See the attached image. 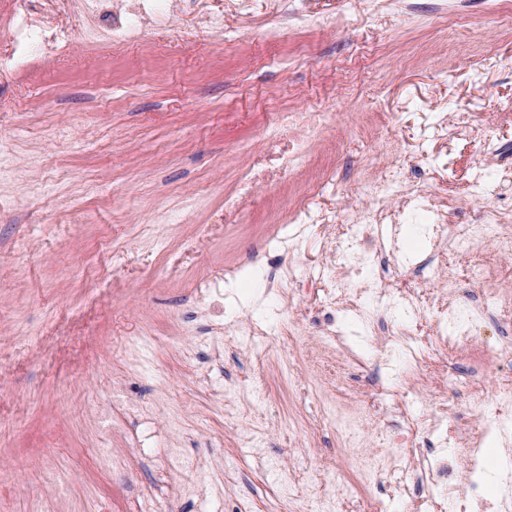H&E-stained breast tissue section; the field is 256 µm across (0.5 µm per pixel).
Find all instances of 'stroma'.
Returning a JSON list of instances; mask_svg holds the SVG:
<instances>
[{"instance_id":"obj_1","label":"stroma","mask_w":512,"mask_h":512,"mask_svg":"<svg viewBox=\"0 0 512 512\" xmlns=\"http://www.w3.org/2000/svg\"><path fill=\"white\" fill-rule=\"evenodd\" d=\"M31 2L70 44L0 70V136L16 146L0 178V512H310L328 496L365 512L381 488L358 465L396 462L401 437L378 387L417 417L446 406L469 422L493 403L512 375L499 316L473 340L488 351L480 394L452 393L459 355L394 347L381 362L315 271L325 217L370 207L371 179L454 199L463 220L512 210L497 175L512 165V25L497 0H465L460 25L438 19L441 0H195L124 43L111 16L79 24L81 0ZM285 8L306 24L269 38ZM285 109L324 116L302 152ZM316 180L328 187L312 198ZM304 203L309 223H290ZM386 206L402 212L394 285L421 288L429 217ZM492 254L512 268L490 243L444 264L457 301Z\"/></svg>"}]
</instances>
